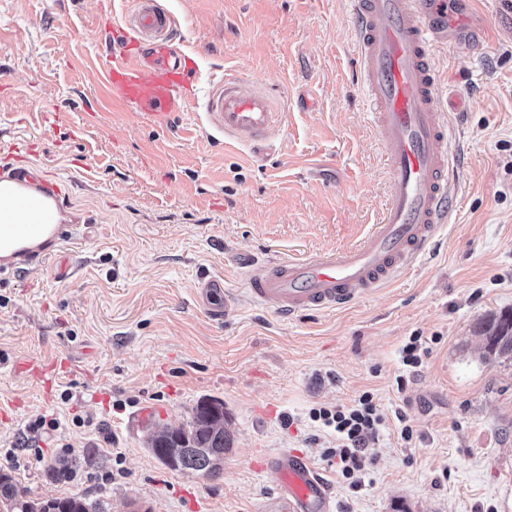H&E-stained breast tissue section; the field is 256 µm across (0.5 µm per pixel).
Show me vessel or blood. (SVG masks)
Instances as JSON below:
<instances>
[{"label": "vessel or blood", "mask_w": 512, "mask_h": 512, "mask_svg": "<svg viewBox=\"0 0 512 512\" xmlns=\"http://www.w3.org/2000/svg\"><path fill=\"white\" fill-rule=\"evenodd\" d=\"M350 3L353 67L367 116L389 147L391 190L383 216L360 245L276 260L249 279L254 299L288 317L345 307L391 282L425 254L456 209L448 124L431 57L441 46L483 42L485 23L476 21L468 35L450 30L445 0ZM133 4L105 28L108 54L101 73L113 109L134 115L141 124L166 128L186 107L198 106L208 137L263 145L284 117L273 96L225 78L211 83L205 98H197L192 90L197 65L182 49L176 19L159 0ZM6 178L23 188L38 186L44 198L60 201L58 187L27 168L8 167ZM198 288L213 319L225 317L236 303L218 279L201 278ZM262 467L278 476L284 512H335L332 489L309 457L285 449L267 456Z\"/></svg>", "instance_id": "obj_1"}]
</instances>
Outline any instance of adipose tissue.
<instances>
[{"label": "adipose tissue", "mask_w": 512, "mask_h": 512, "mask_svg": "<svg viewBox=\"0 0 512 512\" xmlns=\"http://www.w3.org/2000/svg\"><path fill=\"white\" fill-rule=\"evenodd\" d=\"M17 189L13 183L0 182V257L13 256L20 249L38 247L49 237L48 229L27 227V218L57 219L46 201L35 192H28L23 205H15Z\"/></svg>", "instance_id": "1"}]
</instances>
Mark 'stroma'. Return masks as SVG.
I'll return each mask as SVG.
<instances>
[{
  "instance_id": "1",
  "label": "stroma",
  "mask_w": 512,
  "mask_h": 512,
  "mask_svg": "<svg viewBox=\"0 0 512 512\" xmlns=\"http://www.w3.org/2000/svg\"><path fill=\"white\" fill-rule=\"evenodd\" d=\"M161 2L198 61V93L233 74L284 97L287 113L270 155L250 162L206 139L193 111L164 131L106 110L87 122L104 94L99 31L131 0H0V149L16 146L64 193L45 262L15 259L0 282V468L28 497L78 494L106 512H279L258 466L297 449L333 486L336 512H512V365L485 361L474 331L512 310V6L448 3L463 33L488 16L484 45L434 56L451 223L394 282L288 319L248 296L249 276L358 245L390 190L354 82L348 0ZM204 275L242 297L225 320L198 300ZM415 335L430 353L411 376L401 348ZM366 391L388 429L353 489L308 413ZM205 399L231 416L223 469L171 470L147 428L182 426ZM62 458L72 473L51 477Z\"/></svg>"
}]
</instances>
